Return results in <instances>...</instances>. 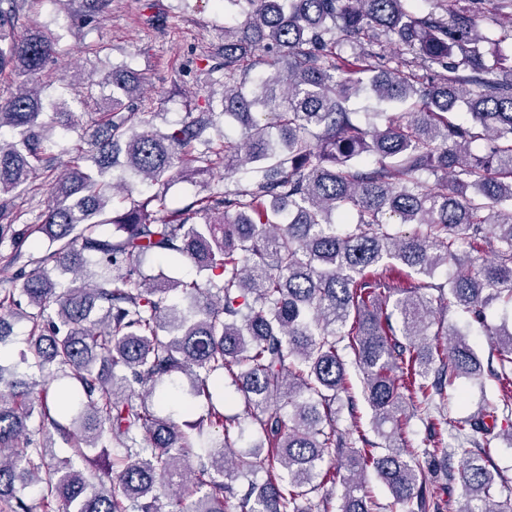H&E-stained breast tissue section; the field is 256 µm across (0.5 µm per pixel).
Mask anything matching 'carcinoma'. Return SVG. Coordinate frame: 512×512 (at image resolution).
Wrapping results in <instances>:
<instances>
[{
  "instance_id": "obj_1",
  "label": "carcinoma",
  "mask_w": 512,
  "mask_h": 512,
  "mask_svg": "<svg viewBox=\"0 0 512 512\" xmlns=\"http://www.w3.org/2000/svg\"><path fill=\"white\" fill-rule=\"evenodd\" d=\"M242 1L244 22L203 57L222 97L162 132L144 110L146 77L123 65L98 80L69 71L46 94L59 37L25 0H0V75L18 85L0 100V246L11 264L30 236L48 240L0 288V309L32 323L27 348L0 359V512H374L370 467L405 512H442L430 475L448 451L397 442L411 418L436 416L468 444L464 512H512L479 463L498 414H512V329L489 333L493 375L511 389L465 421L448 416V388L481 363L465 334L442 345L431 331L436 303L479 324L490 301L512 304V25L483 26L487 0L424 14L415 0H225ZM111 4L88 0L70 23L96 25ZM258 63L275 74L248 79ZM363 93L402 111L362 123L347 103ZM461 105L469 125L449 118ZM89 106L92 131L76 116ZM221 117L238 140L211 135ZM56 127L76 134L62 169ZM245 166L246 181L182 207L137 189ZM43 186L45 211L21 223L16 200ZM392 220L415 230L393 234ZM465 236L491 260L460 257ZM152 256L166 267H146ZM186 261L197 277L170 274ZM351 363L381 453L337 426L336 403L354 406ZM226 373L246 412L234 437ZM183 379L187 397L166 410ZM199 405L205 415L177 421ZM246 432L259 443L237 445ZM55 434L73 455L53 453ZM76 456L100 470L91 493ZM338 477V507L313 496Z\"/></svg>"
}]
</instances>
